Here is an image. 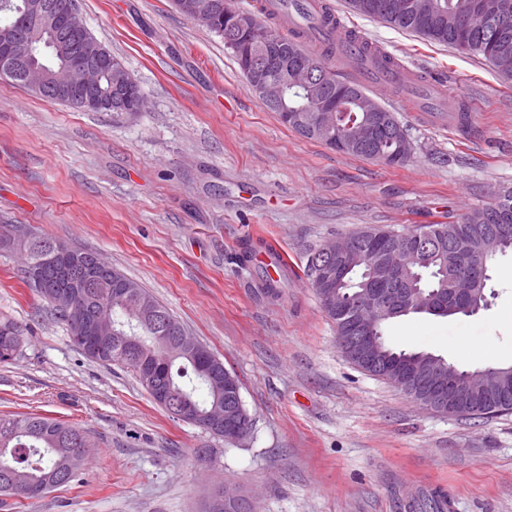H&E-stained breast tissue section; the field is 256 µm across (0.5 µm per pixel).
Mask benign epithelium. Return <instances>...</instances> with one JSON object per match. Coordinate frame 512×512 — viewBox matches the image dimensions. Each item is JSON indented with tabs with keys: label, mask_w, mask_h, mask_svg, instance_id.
Here are the masks:
<instances>
[{
	"label": "benign epithelium",
	"mask_w": 512,
	"mask_h": 512,
	"mask_svg": "<svg viewBox=\"0 0 512 512\" xmlns=\"http://www.w3.org/2000/svg\"><path fill=\"white\" fill-rule=\"evenodd\" d=\"M176 9L193 18H213L224 15V38L235 45L238 36L256 31L254 16L240 9L223 6L216 0H173ZM26 12L36 18L46 32L70 47L71 52L59 70L47 75L43 70L29 67L23 82L31 90L41 94L48 90L63 100L79 97L78 103L86 108L114 110L116 112H138L139 92L135 80L125 67L116 64L112 55L102 45L90 38L79 12L73 2L59 11L45 0H26ZM271 43L268 35L258 39L253 47L242 54V68L247 87L263 103L288 111V93L318 88L324 81L319 66L310 58L294 56L281 60L265 49ZM23 41L20 39L0 45V74L12 73L14 66L23 59ZM365 117L348 135L336 139L334 144L342 150L358 149L372 144L381 134L388 133L395 143L393 158L404 162L414 153V144L406 129L384 114L380 102L366 96L359 99ZM334 103L322 98L317 113L297 110L290 120L302 131L320 139H327L333 129ZM430 235L425 230H410L391 235V243L371 242L363 248L356 247L350 238H334L323 243L316 253L314 263L321 268L319 285L325 303L338 312L351 314L352 329L344 340L347 357L367 368H377L381 363L379 343L375 336V322L384 317L390 308L388 299L380 294H366L356 304L346 306L334 280L356 266H364L371 283H385L407 265L416 255L425 250ZM77 284L60 285L50 297L51 304L67 313L78 306L73 288ZM172 345L177 349L199 354L202 345L190 336L184 327L173 323ZM509 379L494 369L478 371L472 375V388L478 395L494 400L507 393ZM403 392L427 408L443 412L447 400L452 397L455 381L449 374L432 365H415L409 368L405 382L397 384ZM181 419L203 425L212 433H221L225 441L240 443L252 433L253 422L241 416L235 404L226 402L214 405L205 412L182 402L176 407Z\"/></svg>",
	"instance_id": "7a95c632"
}]
</instances>
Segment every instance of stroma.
<instances>
[{
	"label": "stroma",
	"instance_id": "stroma-1",
	"mask_svg": "<svg viewBox=\"0 0 512 512\" xmlns=\"http://www.w3.org/2000/svg\"><path fill=\"white\" fill-rule=\"evenodd\" d=\"M333 2L368 42L444 80L469 127L444 132L400 93L383 104L414 143L406 165L305 139L170 0H78L146 111L83 112L0 80V318L24 333L0 364V415L50 416L93 441L80 479L34 500L0 496V512H209L225 486L254 512H410L438 489L451 512H512V414L426 409L347 360L310 280L260 297L236 261L243 245L269 244L301 268L327 239L444 222L512 188V82ZM27 236L98 253L147 288L238 378L250 438L230 444L172 417L132 368L87 358L23 281ZM490 267L487 308L395 319L390 343L471 370L512 365V252Z\"/></svg>",
	"mask_w": 512,
	"mask_h": 512
}]
</instances>
